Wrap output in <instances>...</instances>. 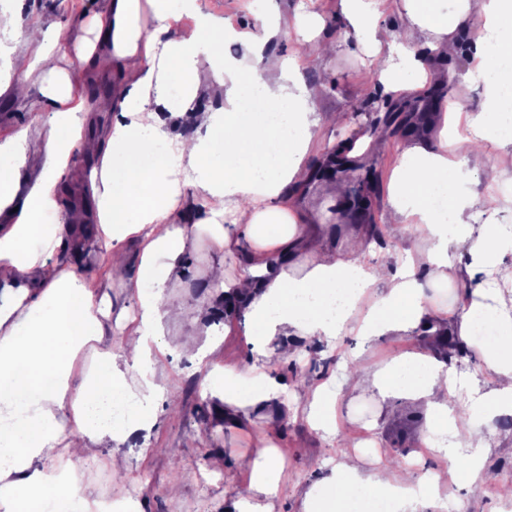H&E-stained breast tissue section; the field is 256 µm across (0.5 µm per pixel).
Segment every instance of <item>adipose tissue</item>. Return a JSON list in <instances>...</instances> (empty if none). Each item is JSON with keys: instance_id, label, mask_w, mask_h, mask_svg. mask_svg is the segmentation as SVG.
Here are the masks:
<instances>
[{"instance_id": "ef3b65f1", "label": "adipose tissue", "mask_w": 512, "mask_h": 512, "mask_svg": "<svg viewBox=\"0 0 512 512\" xmlns=\"http://www.w3.org/2000/svg\"><path fill=\"white\" fill-rule=\"evenodd\" d=\"M393 2L403 20L396 43L368 0H343L342 15L370 55L391 58L379 78L388 93L403 90L400 74L428 75L427 60L455 59L462 34L470 33V71L483 79L487 97L466 124L474 141L494 145L483 172L498 181L512 171V113L499 103V86L508 79L501 67L512 63V0H483L485 22L475 31L470 0ZM186 16L192 25H182ZM320 25L316 15L298 13L265 19L256 33L238 32L204 11L199 0H104L92 38L69 59L61 52L69 24H54L48 38L25 26L18 11H0V33L12 41L6 72L37 80L35 105L47 114L40 159L28 153L27 130L0 139V214L15 215L0 225V512H14L20 503L47 512H98V503L81 494L73 460L93 444L125 446L154 425V403L163 392L156 377L164 363L152 346L182 315L161 299L187 265L188 230L206 231L223 252L225 261L212 268L211 279L220 285L221 299L246 305L253 333L263 339L344 335L361 297L373 288L378 295L358 328L364 340L448 335L447 314L426 287L460 278V262L448 256L453 245L467 247L501 280L512 282V263L501 259L512 241L490 225L504 202L486 193L488 223L470 224L472 199L462 187L474 172L465 157L449 153L444 126L396 145L390 214L394 223L412 225L421 241L407 250L404 262L362 263L337 252L329 232L309 230L292 191L310 181L305 159L321 128L348 127L352 116L318 111L298 66L268 54L265 46L294 36L314 55H333L335 43L317 41ZM228 40L240 44L239 55H225ZM84 72L112 74L120 88L94 103L112 115L111 126L96 138L81 137L87 114L73 103L76 78ZM214 82L223 85L224 102L201 108L199 93ZM172 116L193 128L194 136L171 137ZM78 156L102 160L91 180L100 232L87 248H107L116 268L124 242L134 235L143 241L130 284L135 326L124 344L138 372L131 380L105 339V314L89 295L82 269L50 259L84 222L82 210L65 213L59 204V182ZM36 163L40 174L27 182L25 174ZM436 191L447 194V210L430 205ZM190 195L201 199L202 208L188 229ZM241 255L248 268L228 275L226 260ZM462 294L460 339L472 340L476 324L497 326L493 340L479 347L490 384L477 391L476 416L464 419L449 408L452 373L428 353L400 357L370 376L345 373L340 385L419 407L425 446L438 448L448 462L447 469L426 476L425 486L435 489L453 474L477 492L493 479L484 467L491 426L512 414V317L498 314L489 289L476 286ZM86 347L94 351L93 366L73 374L70 363ZM205 389L240 412L279 397L278 385L260 370L236 375L211 369ZM448 433L457 434L458 442L436 443V436ZM249 446L250 494L232 512H272L281 470L267 431H251ZM63 447L70 456L66 464L59 461ZM382 498L394 512H416L419 492L403 475L345 462L307 494L304 512H376Z\"/></svg>"}]
</instances>
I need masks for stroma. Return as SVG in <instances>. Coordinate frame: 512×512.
I'll list each match as a JSON object with an SVG mask.
<instances>
[{"mask_svg": "<svg viewBox=\"0 0 512 512\" xmlns=\"http://www.w3.org/2000/svg\"><path fill=\"white\" fill-rule=\"evenodd\" d=\"M203 7L243 32H255L263 18L274 15L292 16L299 7L319 13L324 21L321 39L336 43L334 56L312 60L304 43L297 39L271 41L268 52L295 58L300 63L308 87L317 89L319 111L345 110L353 116L352 131L368 132L365 114L372 108L381 84L372 67L363 65L364 51L357 44L342 15L341 0H200ZM17 7L25 24L48 29L55 21L69 22L73 36H80L81 25L98 10L97 0H0V7ZM469 53L441 65V75L433 87L444 88L447 97L467 104L468 111H479L486 87L481 78L467 77ZM45 121L42 112L31 108L29 99L18 98L11 91L0 93V137L16 130L28 129L30 151L38 153L41 142L38 132ZM371 133V132H368ZM373 140L361 157L362 164H376L381 181H388L395 161V144L401 133L378 127ZM389 210L388 190L383 186L364 217L345 216L339 220L336 246L349 254L360 224H373L380 239H367L365 250L375 262L401 261L406 249L419 241L406 224L386 220ZM126 267L112 271L101 260L98 251L85 252L83 261L91 280L93 298L109 296L113 310L134 308L135 301L128 284L136 276L139 261L137 241L127 242ZM220 254L205 233L189 237V272L185 282L166 289L163 300L186 307L182 322L170 325L155 355L168 365L161 384L163 395L155 404L156 421L148 439H135L126 448V468L112 473L107 465L110 449H88L78 466L83 473L82 492L89 500H110L119 504L132 501L140 512H229L239 495L249 489L252 457L248 433L273 423L271 435L274 448L283 462L278 495L273 512H302L305 493L321 481L336 464L357 455L364 469L388 465L399 449H407V461L415 477H423L441 465L442 460L423 445V415L403 399L382 401L358 391L338 397L336 433L313 429L302 411L313 385L336 387L345 367L362 365L376 372L394 358L435 350L432 340L415 336H383L364 341L356 334L335 340L291 335L278 336L270 348L287 350L286 358H262L253 350V338L247 313L233 316L215 314L199 319L197 305L207 303L209 294H196L192 281L207 277L210 265ZM198 330L220 337L217 351L207 364L200 365L179 353L177 342L189 330ZM438 359L453 371L454 384L467 396H474V387L483 383L480 358L474 344L458 341L455 348L436 350ZM218 365L249 374L257 367L270 375L281 392L276 405L236 413L220 400L206 394L203 382L210 366ZM224 460L223 471L233 473V481L221 479L214 471V457ZM464 503L465 512H512V502L499 495L482 494L473 498L456 479H449L439 492L436 505L422 503L420 512H452L455 503Z\"/></svg>", "mask_w": 512, "mask_h": 512, "instance_id": "obj_1", "label": "stroma"}]
</instances>
